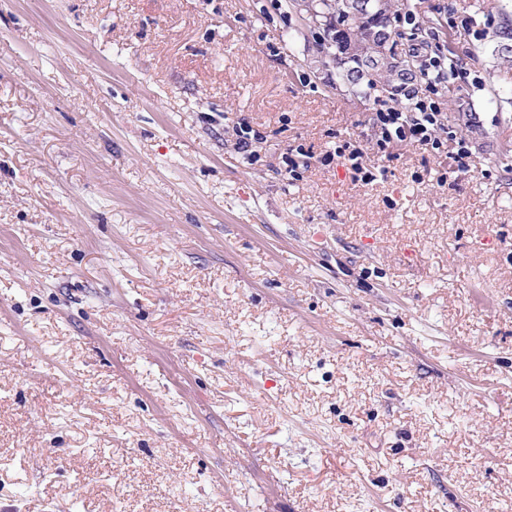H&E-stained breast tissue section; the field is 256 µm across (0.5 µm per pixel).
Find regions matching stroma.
Wrapping results in <instances>:
<instances>
[{
	"label": "stroma",
	"mask_w": 512,
	"mask_h": 512,
	"mask_svg": "<svg viewBox=\"0 0 512 512\" xmlns=\"http://www.w3.org/2000/svg\"><path fill=\"white\" fill-rule=\"evenodd\" d=\"M411 7L488 132L442 187L321 164L377 106L288 0H0V512H512V66Z\"/></svg>",
	"instance_id": "obj_1"
}]
</instances>
